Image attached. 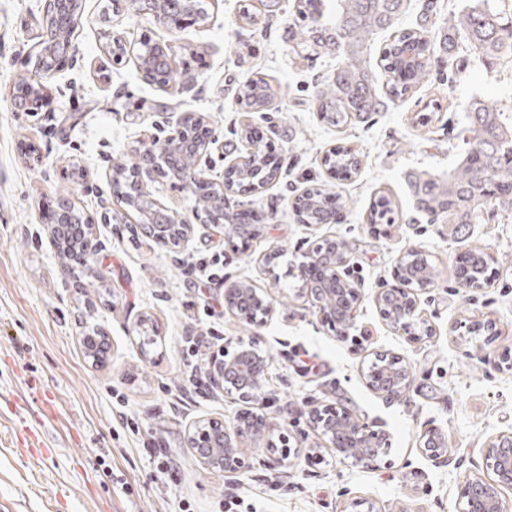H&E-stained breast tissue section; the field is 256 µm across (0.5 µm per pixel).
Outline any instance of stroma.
<instances>
[{"label": "stroma", "mask_w": 512, "mask_h": 512, "mask_svg": "<svg viewBox=\"0 0 512 512\" xmlns=\"http://www.w3.org/2000/svg\"><path fill=\"white\" fill-rule=\"evenodd\" d=\"M43 0H0V512H347L365 498L377 512H456L462 473L436 468L419 451L425 428L442 432L463 464L479 460L492 434L512 431V212L487 208L464 234L415 212L408 179L447 175L469 147L465 107L479 97L512 117V61L486 63L460 51L451 70H432L404 102L364 122L336 127L315 109L316 86L340 62L334 48L315 52L295 37V0H203L206 18L168 28L140 12L137 0H82L83 18L62 71L49 78L53 100L40 113L17 111L11 96L30 76L27 52ZM169 43L176 65L169 90L144 82L134 60L113 65V39ZM264 78L274 109L256 112L239 86ZM203 116L216 143L201 169L221 180L225 158L245 144L243 124L279 147L276 179L239 198L257 214L247 247L224 249V281L193 289L192 256L222 243L199 221L190 184L153 176L147 194L192 226L179 246L146 237L137 213L116 202L113 169L137 164L141 142ZM337 145L354 149L357 174L329 168ZM318 187L340 197L334 224L303 223L297 196ZM396 221L373 224L380 195ZM69 199L91 215L92 262L73 272L44 221L45 206ZM331 236L364 299L360 347L338 341L312 307L296 275L309 247ZM480 249L492 260L489 286L459 283L456 259ZM423 252L438 276L420 296L432 336L410 342L380 316L378 289L396 283L399 257ZM267 292L262 324L216 314L225 280ZM493 319L497 333L460 337L457 325ZM103 332L109 351L92 361L84 333ZM212 347L256 341L267 375L256 398L211 391L204 363L184 340ZM399 354L411 387L387 400L364 375L372 354ZM38 379L56 413L40 434L48 448L31 456L14 434V407ZM296 415L261 445L241 442L251 464L238 477L198 464L187 443L197 420L234 425L247 413ZM334 404L385 431L390 447L366 465L337 458L308 430L305 412ZM288 445L286 456L278 447ZM164 449L158 458L156 449Z\"/></svg>", "instance_id": "stroma-1"}]
</instances>
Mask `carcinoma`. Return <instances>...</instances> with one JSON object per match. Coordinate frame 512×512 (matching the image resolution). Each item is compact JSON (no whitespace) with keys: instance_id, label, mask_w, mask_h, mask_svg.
<instances>
[{"instance_id":"cac0c4a2","label":"carcinoma","mask_w":512,"mask_h":512,"mask_svg":"<svg viewBox=\"0 0 512 512\" xmlns=\"http://www.w3.org/2000/svg\"><path fill=\"white\" fill-rule=\"evenodd\" d=\"M506 0H466L458 11L442 17L437 5L423 7L417 26L405 29L385 49L383 68L391 74L386 91H380L368 46L374 35L390 29L405 9V0H336V11L324 14L321 0H298L300 17L310 20L299 33L300 44L313 49L333 46L342 61L317 90L318 112L336 126L352 117L365 120L406 97L411 85L427 77L432 68L453 64L462 46L493 61L512 56V11ZM250 107L266 106L270 86L260 78L240 89ZM468 131L473 133L468 152L448 176L418 174L411 185L416 211L429 222L465 228L477 223L486 205L512 211V125L502 113L480 98L466 106ZM329 165L358 171L360 160L350 148L340 146L326 158ZM325 195L311 188L301 196L299 214L308 224H323L332 211L323 206ZM376 224L394 223L392 202L382 197L370 214ZM485 252L474 250L471 287L490 278Z\"/></svg>"}]
</instances>
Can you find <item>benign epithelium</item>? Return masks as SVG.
I'll use <instances>...</instances> for the list:
<instances>
[{
    "mask_svg": "<svg viewBox=\"0 0 512 512\" xmlns=\"http://www.w3.org/2000/svg\"><path fill=\"white\" fill-rule=\"evenodd\" d=\"M141 10L153 20L167 27H181L202 18L199 9L190 0H139ZM82 21L81 0H44L39 32L34 43L33 73L24 83L26 93L13 98L14 106L22 112H40L50 101L52 92L43 80L61 70L73 52L72 36ZM138 71L142 77L163 90H169L167 75L175 65V54L167 43L147 46L146 52L136 54ZM179 123L164 138L153 140L138 150L140 162L129 172L128 184L134 189L133 201H143L142 186L146 179L159 170L160 165L172 167L177 177L193 183L203 181L197 166L185 167L183 160L196 154L201 161L215 144V138L204 136L196 141L183 133ZM255 160V147L248 146L245 154L231 158L224 167L220 182H212L213 199L204 200L206 222L224 225V238L246 243L256 235L252 224H224V206L228 194H246L258 190L255 184H245ZM140 214L156 225L155 239L170 244L166 234L176 220L166 210L145 202ZM309 261L317 265V282L307 283L306 293L318 313L336 327L339 341H357L352 332L357 330L356 310L364 299L360 284L346 268L344 245L335 238L321 240L308 253ZM419 292L410 279L399 286L385 288L374 296L377 305L393 298L396 309L382 311L384 320L394 328H404L419 317ZM267 295L255 291L253 285L239 281L224 283V309L233 316L250 322L265 321L272 310L266 303ZM267 357L256 348V343L242 345L232 354L213 359L208 371L209 386L227 394L236 393L248 399L260 389L266 370ZM367 386L387 400L405 395L411 385L410 369L396 354L387 355L386 362L368 371ZM307 425L317 435L328 439L336 454L357 458L363 462L376 459L387 447V436L354 417L348 411L335 410L333 405L312 409ZM269 433V424L262 418L245 419L229 429L220 419H203L189 429L187 441L194 459L205 467L220 466L227 476L234 478L249 467L238 447V440L249 436L255 440ZM419 448L425 458L438 468L459 467V461L446 448V440L437 430L429 429L420 435ZM483 465L476 472L464 476L457 512H506L504 491L512 490V432H500L489 437L482 448Z\"/></svg>",
    "mask_w": 512,
    "mask_h": 512,
    "instance_id": "benign-epithelium-1",
    "label": "benign epithelium"
}]
</instances>
